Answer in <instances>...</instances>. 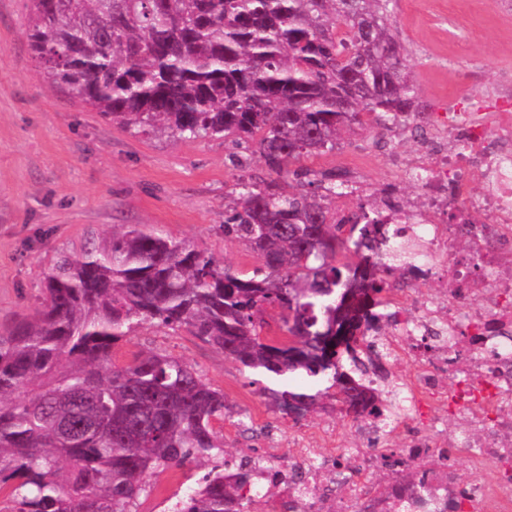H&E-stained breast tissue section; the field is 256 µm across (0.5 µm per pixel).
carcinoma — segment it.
<instances>
[{"instance_id":"cac0c4a2","label":"carcinoma","mask_w":512,"mask_h":512,"mask_svg":"<svg viewBox=\"0 0 512 512\" xmlns=\"http://www.w3.org/2000/svg\"><path fill=\"white\" fill-rule=\"evenodd\" d=\"M395 2L30 0L29 39L49 83L136 133L230 136L231 163L245 166L248 152L264 176L238 180L224 221V236L260 260L252 273L125 225L57 258L36 316L0 333V489L16 512H133L145 474L201 461L211 469L170 512H251L246 475L224 472V392L166 354L114 362L144 323L185 327L274 379L331 381L263 387L287 415L326 398L355 417L378 411L375 389L353 376L359 343L382 331L377 295L389 278L413 267L392 255L397 231L374 203L330 217L345 174L300 162L335 150L365 114L382 139L397 126L424 131L429 108L391 29ZM290 176L298 189L286 192ZM269 308L289 339L261 338Z\"/></svg>"}]
</instances>
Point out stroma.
<instances>
[{"label":"stroma","instance_id":"obj_1","mask_svg":"<svg viewBox=\"0 0 512 512\" xmlns=\"http://www.w3.org/2000/svg\"><path fill=\"white\" fill-rule=\"evenodd\" d=\"M28 5L0 0V332L41 308L44 274L60 255L99 243L116 225L163 230L218 263L252 272L259 261L225 236L224 212L238 179L260 173L259 160L234 166L232 145L221 138L133 133L49 84L28 38ZM391 25L432 114L446 111L451 98L477 93L473 71L489 83L512 76V0H397ZM455 25L468 30V40L449 41ZM384 156L365 128L305 165L364 169L371 184L358 198L367 201L391 183ZM148 351L194 365L243 414V423L216 425L225 456H279L292 437L327 426L350 433L351 417L332 405L299 420L279 412L261 393L268 377L185 329L142 325L119 343L114 359L124 364ZM208 469L202 463L147 475L136 512H168Z\"/></svg>","mask_w":512,"mask_h":512}]
</instances>
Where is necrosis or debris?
I'll return each mask as SVG.
<instances>
[{
    "label": "necrosis or debris",
    "mask_w": 512,
    "mask_h": 512,
    "mask_svg": "<svg viewBox=\"0 0 512 512\" xmlns=\"http://www.w3.org/2000/svg\"><path fill=\"white\" fill-rule=\"evenodd\" d=\"M442 121L417 158L385 159L424 199L393 213L417 273L393 288L389 327L395 347L414 339L428 348L414 353L390 422H353L355 447L226 462L250 472L267 512H512V84L476 106L453 100ZM441 273L450 294L427 289ZM439 411L460 422L454 448ZM401 426L402 445L385 446Z\"/></svg>",
    "instance_id": "obj_1"
}]
</instances>
